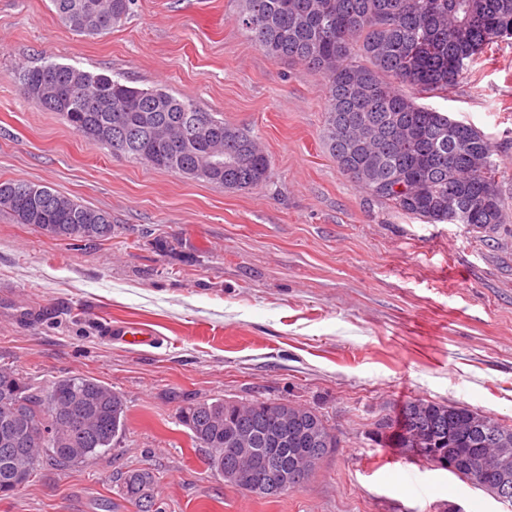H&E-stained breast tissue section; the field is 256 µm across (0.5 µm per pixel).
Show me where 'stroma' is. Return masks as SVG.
I'll use <instances>...</instances> for the list:
<instances>
[{"instance_id": "1", "label": "stroma", "mask_w": 512, "mask_h": 512, "mask_svg": "<svg viewBox=\"0 0 512 512\" xmlns=\"http://www.w3.org/2000/svg\"><path fill=\"white\" fill-rule=\"evenodd\" d=\"M240 8L133 0L87 36L51 0H0V180L112 217L111 238L85 244L0 209V365L42 389L91 376L127 403L110 452L43 461L0 512H137L120 478L143 468L162 512H512L378 431L419 398L512 426V39L448 95L406 90L491 142L508 218L483 237L396 212L342 174L322 143L324 81L247 40ZM50 62L194 99L259 139L269 182L229 190L113 155L24 97L18 69ZM107 321L155 339L108 340ZM215 398L312 407L338 448L302 489L236 490L181 420L184 402Z\"/></svg>"}]
</instances>
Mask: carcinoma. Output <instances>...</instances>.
<instances>
[{
  "label": "carcinoma",
  "instance_id": "1",
  "mask_svg": "<svg viewBox=\"0 0 512 512\" xmlns=\"http://www.w3.org/2000/svg\"><path fill=\"white\" fill-rule=\"evenodd\" d=\"M72 30L93 35L112 28L133 0H51ZM239 23L252 43L276 61L301 63L325 80L329 105L323 141L337 167L370 196L429 223L448 221L455 210L462 224L479 233L502 224L505 193L496 180L493 149L475 127L421 106L400 90L410 85L448 94L486 50L512 37V0H241ZM23 94L37 107L57 112L87 139L113 148L117 129L130 148L120 155L153 168L203 179L226 189L266 183L268 156L250 132L229 126L188 98L158 88H139L71 65L48 63L21 70ZM202 133L177 153L164 143L188 137V118ZM211 156L219 168H204ZM25 180L0 181V207L20 224L57 238L88 243L112 236V218L44 188L46 197L25 202ZM16 391L29 416L48 415L52 441H32L20 452L0 450V496L12 493L7 475L28 458L46 456L75 466L111 450L123 429L125 397L100 380L69 376L35 390L15 369L0 365V393ZM182 421L203 446L224 447V420L244 431H275L288 424L291 448L338 445L336 434L315 410L295 402L216 399L190 403ZM394 435L400 451L481 448L498 462L496 487L512 502V427L467 407L431 400L406 403ZM156 480L148 469L128 472L123 494L138 512H160Z\"/></svg>",
  "mask_w": 512,
  "mask_h": 512
}]
</instances>
